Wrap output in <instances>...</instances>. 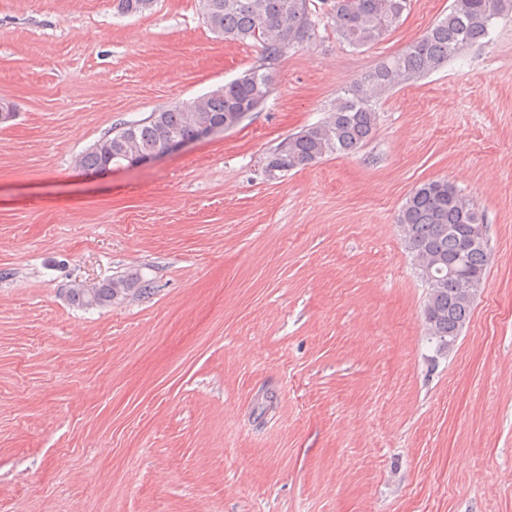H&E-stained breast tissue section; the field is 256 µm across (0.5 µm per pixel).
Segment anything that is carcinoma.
Instances as JSON below:
<instances>
[{"instance_id":"carcinoma-1","label":"carcinoma","mask_w":512,"mask_h":512,"mask_svg":"<svg viewBox=\"0 0 512 512\" xmlns=\"http://www.w3.org/2000/svg\"><path fill=\"white\" fill-rule=\"evenodd\" d=\"M117 12L143 14L155 0H116ZM337 36L359 49L375 45L396 29L409 0H321ZM313 0H198L199 12L215 33L261 44L259 63L224 87L192 102L175 104L118 128L94 143L80 167L96 174L108 161L120 164L127 155H151L171 138L191 140L197 125L226 119L236 112H254L273 90L272 70L288 53L312 39ZM512 13V0H452L448 14L428 27L400 52L379 62L319 122L289 135L266 161L270 175L288 173L332 155L357 152L373 135L377 115L373 102L389 89L431 73L465 48L490 34L494 21ZM403 243L412 260L432 259L434 267L422 278L428 288L424 322L436 351L445 354L469 322L474 296L464 284H482L489 253L471 244L482 220L465 195L446 181L417 186L398 213ZM463 255L455 274L448 262ZM149 291L141 273L131 270L88 288L77 284L67 292L71 304L107 308Z\"/></svg>"}]
</instances>
